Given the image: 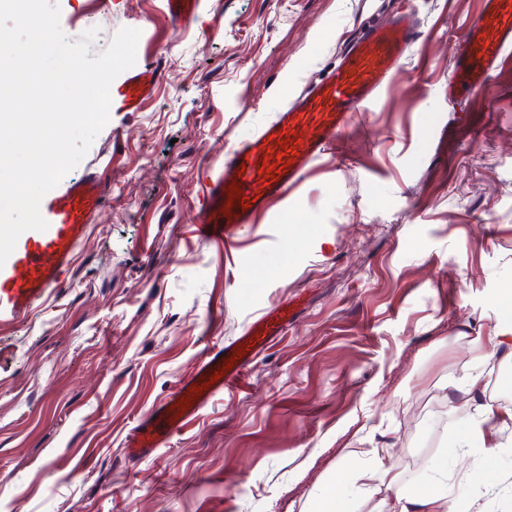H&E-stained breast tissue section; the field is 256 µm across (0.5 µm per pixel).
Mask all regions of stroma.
Masks as SVG:
<instances>
[{
	"instance_id": "obj_1",
	"label": "stroma",
	"mask_w": 512,
	"mask_h": 512,
	"mask_svg": "<svg viewBox=\"0 0 512 512\" xmlns=\"http://www.w3.org/2000/svg\"><path fill=\"white\" fill-rule=\"evenodd\" d=\"M70 41L126 27L160 81L111 113L75 181L107 178L64 288L0 327V512H311L337 467L387 448L417 488L455 446L466 407L450 380L481 375L512 406V355L493 298L512 284V61L488 88L448 98V60L481 0H200L171 24L161 0H58ZM413 11L414 44L341 138L237 247L194 221L213 166L338 60L367 27ZM293 321L152 456L125 438L205 345L274 304ZM494 352L476 361L474 344ZM505 478L450 484L468 512H502Z\"/></svg>"
}]
</instances>
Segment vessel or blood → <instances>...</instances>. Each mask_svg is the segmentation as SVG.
<instances>
[{
    "label": "vessel or blood",
    "mask_w": 512,
    "mask_h": 512,
    "mask_svg": "<svg viewBox=\"0 0 512 512\" xmlns=\"http://www.w3.org/2000/svg\"><path fill=\"white\" fill-rule=\"evenodd\" d=\"M166 2L171 20L179 25L190 22L198 8V0ZM414 29L408 15L371 29L347 47L323 80L291 100L257 133L238 142L209 179L206 203L194 228L197 236L234 249L235 226L265 213L274 201L299 185L313 161L334 149L354 112L383 88L408 52ZM511 50L512 0H482L479 18L467 28L450 63V93L467 97L484 91ZM158 79V68L150 61L129 71L111 85L112 111H139ZM288 134L297 141L294 151L286 155L288 164L281 167L278 181L264 183L260 174L263 159L272 141ZM234 182L239 184L244 202L232 206L228 187ZM104 203V190L93 176L57 186L45 195L41 214L47 229L22 233L0 266V325L24 321L37 302L62 287L87 238L90 219ZM289 317L287 305H277L232 342L208 347L174 390L132 429L128 456L142 459L151 455L197 418L216 394L243 388L253 360L283 335ZM196 384L204 385L203 394L190 399V407L179 408V400L189 398V389Z\"/></svg>",
    "instance_id": "b4317fda"
}]
</instances>
